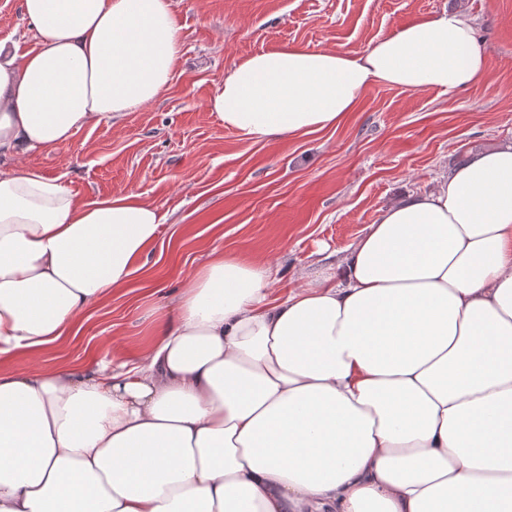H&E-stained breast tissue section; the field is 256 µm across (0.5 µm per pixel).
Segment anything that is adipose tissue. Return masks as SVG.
Listing matches in <instances>:
<instances>
[{
    "mask_svg": "<svg viewBox=\"0 0 512 512\" xmlns=\"http://www.w3.org/2000/svg\"><path fill=\"white\" fill-rule=\"evenodd\" d=\"M0 42V156L156 101L172 0H22ZM486 59L444 12L360 51L284 44L208 108L254 140L337 126L373 83L453 91ZM166 217L0 173V356L39 357L126 286ZM213 258L136 364L0 373V512H512V142L382 210L335 269L271 295ZM0 41L18 43L21 52L37 47L35 34L23 17L21 0H0Z\"/></svg>",
    "mask_w": 512,
    "mask_h": 512,
    "instance_id": "adipose-tissue-1",
    "label": "adipose tissue"
}]
</instances>
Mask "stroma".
Here are the masks:
<instances>
[{"instance_id": "obj_1", "label": "stroma", "mask_w": 512, "mask_h": 512, "mask_svg": "<svg viewBox=\"0 0 512 512\" xmlns=\"http://www.w3.org/2000/svg\"><path fill=\"white\" fill-rule=\"evenodd\" d=\"M182 55L168 89L52 149L0 157L32 166L82 201L137 193L167 213L144 270L44 356L0 357V372L134 362L185 279L211 252L267 263L273 296L335 266L381 211L432 189L478 148L512 140V0H174ZM466 14L486 70L466 88L371 84L338 127L254 141L207 108L232 65L282 45L361 50L402 25ZM0 41L36 48L21 0H0Z\"/></svg>"}]
</instances>
